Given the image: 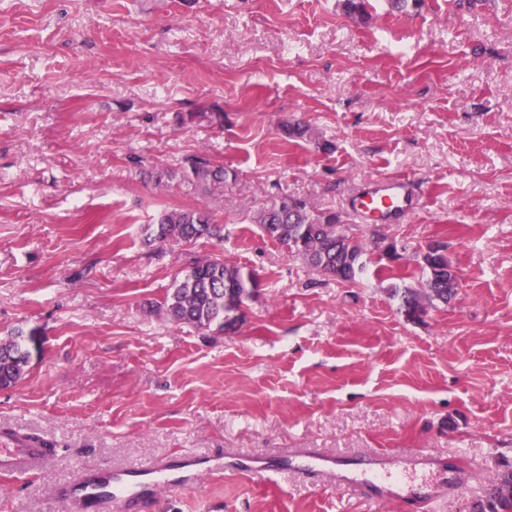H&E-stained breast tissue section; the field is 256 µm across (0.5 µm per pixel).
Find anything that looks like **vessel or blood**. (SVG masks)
Instances as JSON below:
<instances>
[{
	"instance_id": "obj_1",
	"label": "vessel or blood",
	"mask_w": 512,
	"mask_h": 512,
	"mask_svg": "<svg viewBox=\"0 0 512 512\" xmlns=\"http://www.w3.org/2000/svg\"><path fill=\"white\" fill-rule=\"evenodd\" d=\"M416 205L413 181L407 176L372 179L350 201L351 209L373 224L401 222ZM50 461V449L18 435L0 434V472L24 478L40 472ZM287 463L321 472L335 482L354 480L343 464L313 448L298 449ZM360 466L365 477L358 483L368 498L396 503L400 512H433L439 498L437 484H425L417 491L402 484L403 475L439 469L433 453L419 450L401 460L379 453L362 460ZM177 467L190 471L196 480L223 472L222 465L187 454L177 465L160 460L145 468H102L76 484L58 487L55 498L64 512H130L138 501H154L160 492L184 489V482L173 475Z\"/></svg>"
}]
</instances>
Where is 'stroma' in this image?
Listing matches in <instances>:
<instances>
[{
  "label": "stroma",
  "instance_id": "obj_1",
  "mask_svg": "<svg viewBox=\"0 0 512 512\" xmlns=\"http://www.w3.org/2000/svg\"><path fill=\"white\" fill-rule=\"evenodd\" d=\"M292 119L315 140L285 139ZM202 152L235 179H168ZM402 173L419 208L388 234L409 259L441 243L461 281L416 321L377 255L341 283L252 222L292 196L365 238L349 199ZM169 208L222 238L147 244ZM204 258L259 281L235 331L153 310ZM17 329L40 349L0 388V431L57 458L0 474V512H61L56 486L93 468L294 448L461 458L436 512H469L512 467V0H369L363 19L343 0H0V336ZM152 512L395 510L288 470Z\"/></svg>",
  "mask_w": 512,
  "mask_h": 512
}]
</instances>
